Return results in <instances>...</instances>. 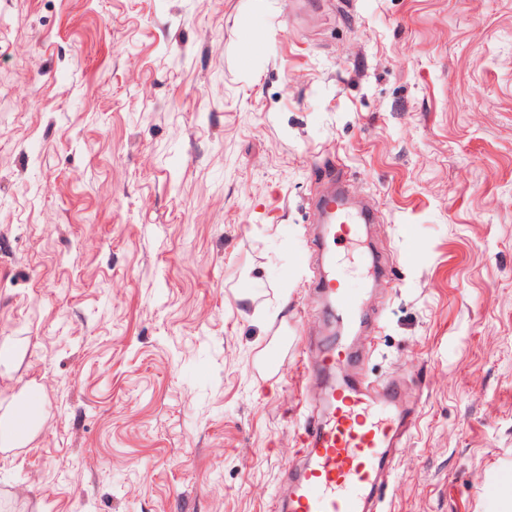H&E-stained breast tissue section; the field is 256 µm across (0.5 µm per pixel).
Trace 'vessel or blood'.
<instances>
[{"label": "vessel or blood", "mask_w": 512, "mask_h": 512, "mask_svg": "<svg viewBox=\"0 0 512 512\" xmlns=\"http://www.w3.org/2000/svg\"><path fill=\"white\" fill-rule=\"evenodd\" d=\"M326 223L340 238L354 235L355 214L340 188L320 199ZM329 314L350 335L362 316L358 294L338 276L320 283ZM362 357L349 346L325 348L316 370L327 382L324 407L305 418L302 460L288 469V492L276 512H377L392 471L394 452L406 433L413 405L390 380L368 376Z\"/></svg>", "instance_id": "obj_1"}]
</instances>
